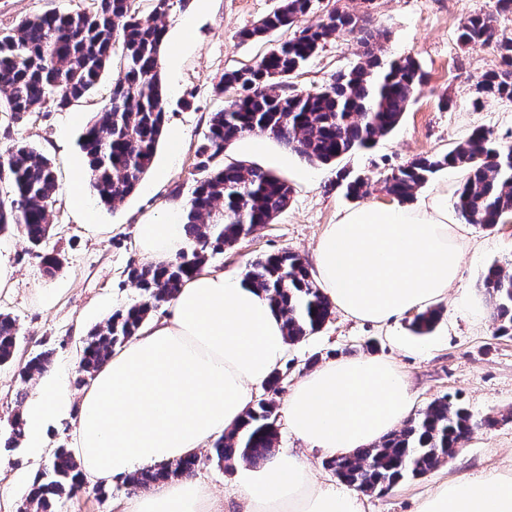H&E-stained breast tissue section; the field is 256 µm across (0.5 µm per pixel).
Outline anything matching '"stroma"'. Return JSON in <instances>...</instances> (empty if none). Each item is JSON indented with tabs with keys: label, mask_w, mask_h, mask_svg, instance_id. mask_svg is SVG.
<instances>
[{
	"label": "stroma",
	"mask_w": 512,
	"mask_h": 512,
	"mask_svg": "<svg viewBox=\"0 0 512 512\" xmlns=\"http://www.w3.org/2000/svg\"><path fill=\"white\" fill-rule=\"evenodd\" d=\"M276 4L277 0H190L186 10L165 18L167 42L179 40L183 22L193 28L176 66L161 73L165 127L180 130L182 146L173 154L167 144H160L138 189L116 208L88 200L91 220L78 215L72 195L76 175L86 167L78 137L108 102L118 64H111L94 90L66 110L47 106L19 121L0 112V156H7L14 145L27 144L54 164L60 190L47 247L62 261L59 269L47 273L22 232L0 235V259L15 270L13 290L0 295V313L14 318L18 328L15 357L0 366V512H19L30 480L49 460V450L73 445L76 416L71 413L48 426L47 453L33 455L24 440L14 450L5 449L9 421L18 411L16 392L23 387L28 398L36 396L35 384L21 383L20 367L31 356L49 350L50 372L74 381L88 331L139 300V290L126 275L129 266L142 262L133 244L136 226L160 219L171 206L187 201L196 146L208 131L212 112L224 105L215 92L219 77L254 65L268 50L266 42H244L238 33ZM90 6L91 0H0V31L28 17ZM335 6L364 13L363 24L375 34L385 57L413 58L426 73L427 83L400 124L372 149L345 156L336 166L289 155L283 175L293 193L287 208L259 236L242 239L212 259V267L240 274L258 257L282 251L311 259L325 226L352 206L336 187L338 167L369 177L370 201L386 203L390 200L383 189L387 175L416 157L450 150L474 129L487 130L503 145H512V102L489 99L481 107L472 105L477 77L500 66L497 41L512 38V13H497L496 0H313L306 24L317 23ZM480 12L496 13V42L461 45V21ZM364 50L355 33L328 42L294 76L296 89H320L333 74L362 61ZM464 235L458 279L439 306L440 319L432 333L414 335L408 314L378 328L335 312L317 332L290 345L280 369V387L285 390L308 373L311 356L323 361L379 356L394 362L408 377L416 410L452 395L475 418H497L494 427L474 430L452 460L386 492L368 494L367 512H415L421 497L443 482L512 468V336L495 335L489 299L479 286L490 265L512 273V216L492 229L467 225ZM43 291L52 295L51 306H41ZM137 493L136 487L118 482L111 495L101 498L86 484L64 499L60 512H116L117 501Z\"/></svg>",
	"instance_id": "35a3bbf8"
}]
</instances>
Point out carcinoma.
I'll use <instances>...</instances> for the list:
<instances>
[{
  "instance_id": "1",
  "label": "carcinoma",
  "mask_w": 512,
  "mask_h": 512,
  "mask_svg": "<svg viewBox=\"0 0 512 512\" xmlns=\"http://www.w3.org/2000/svg\"><path fill=\"white\" fill-rule=\"evenodd\" d=\"M189 0H153L142 12L135 0H94L92 9L66 14L45 13L0 32V112L19 120L47 104L63 110L94 89L115 55L119 77L109 101L85 126L79 138L88 164V184L96 200L112 207L132 195L152 166L163 136L165 105L160 54L166 37L162 18L181 11ZM311 0H279V5L252 27L244 40L270 43L256 65L226 72L215 91L227 94L224 108L212 114L203 141L195 150L196 179L186 202V233L190 249L160 265L131 266L127 279L141 299L119 309L87 334L75 382L82 385L108 358L112 349L134 336L159 305L170 300L188 277L224 248L246 238L243 224L264 227L289 204L288 180L257 165L217 157L233 139L269 135L309 162L334 164L344 156L370 148L391 133L422 86L425 74L409 58L387 61L372 48L348 71H339L319 90L304 93L290 79L325 44L336 37L362 32L359 17L347 10L327 13L314 25L304 24ZM292 30L289 38L272 42L273 34ZM494 17L466 16L458 28L461 44L494 40ZM502 66L480 75L473 106L487 98L512 101V40L497 43ZM447 167L466 170L454 201L458 219L492 228L512 216V146H501L483 131L473 132L443 154L419 156L385 178L384 190L400 202H411L430 178ZM344 195L358 200L370 194L369 179L338 171ZM59 184L52 161L28 145H17L0 162V233L19 229L28 242L41 246L49 236ZM244 282L265 294L282 313L288 342L294 344L319 330L332 314L328 298L314 284L307 263L297 254L281 252L254 260ZM481 288L492 305L495 332L512 335V274L497 264L481 276ZM440 311L415 315L411 330L418 336L433 331ZM17 344L14 319L0 314V365L10 362ZM52 352L31 357L21 371L22 383L48 368ZM281 376L274 373L266 397L249 410L240 427L216 440L206 455L219 467L236 460L260 465L273 455L278 440V396ZM461 403L445 396L433 400L418 416L378 444L325 461L343 483L365 492H385L407 478L427 473L456 454L479 426ZM201 458L194 455L144 468L127 482L149 486L191 475ZM82 483L78 463L68 448L55 449L49 467L33 482L20 512H58V504Z\"/></svg>"
}]
</instances>
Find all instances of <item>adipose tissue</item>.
Here are the masks:
<instances>
[{"label": "adipose tissue", "instance_id": "ef3b65f1", "mask_svg": "<svg viewBox=\"0 0 512 512\" xmlns=\"http://www.w3.org/2000/svg\"><path fill=\"white\" fill-rule=\"evenodd\" d=\"M190 245L175 215L138 225L135 247L153 264ZM460 244L437 191L417 205L364 203L326 225L311 277L338 310L378 326L435 307L459 274ZM164 319L145 321L73 398L45 375L24 411L29 448L44 427L76 411L73 454L84 482L108 486L147 466L198 452L239 426L282 365L288 341L278 310L242 277L202 267L184 280ZM415 396L399 367L379 357L338 358L288 391L283 416L298 449L235 470L245 512H365L359 490L318 481L310 454L342 457L379 443L407 421ZM202 480L172 479L119 502L118 512H229ZM417 512H512V471L446 482Z\"/></svg>", "mask_w": 512, "mask_h": 512}]
</instances>
